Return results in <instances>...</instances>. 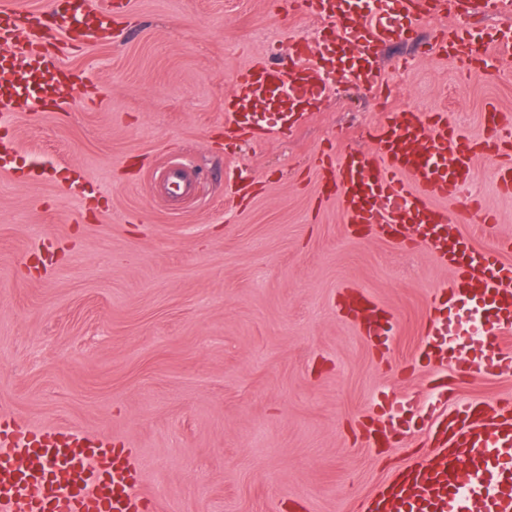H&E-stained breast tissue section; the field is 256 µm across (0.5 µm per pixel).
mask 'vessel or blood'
Here are the masks:
<instances>
[{
    "label": "vessel or blood",
    "instance_id": "b4317fda",
    "mask_svg": "<svg viewBox=\"0 0 512 512\" xmlns=\"http://www.w3.org/2000/svg\"><path fill=\"white\" fill-rule=\"evenodd\" d=\"M303 10L334 31V41L356 45L354 67L346 76L355 83L376 86L382 81L375 66L379 47L403 38L404 29L362 16L349 20L344 0H299ZM383 12L420 24L451 12L458 19L452 37L430 47L453 53L470 68L485 65L495 45L512 41V33L493 30L475 35L470 16L502 8V0H378ZM53 28L41 14L0 12V43L16 47L17 56L32 71L57 72L45 51ZM326 49L304 45L292 62L265 64L240 71L224 99L227 132L253 130L255 105L281 98L277 111L304 117L319 101L318 76ZM508 146L498 163L496 180L512 190V117L488 108L483 138L462 134L446 113L402 111L380 122L373 148H346L322 158L329 189L342 202L346 223L364 224L394 240L402 227L412 226V244L455 270L452 285L437 290L426 325V343L433 355L430 367L443 372L463 369L499 375L512 369V263L495 252L468 247L458 234L457 219L436 208L439 199L464 197L473 223L492 224L496 217L475 196H465L467 178L480 151ZM194 171L168 164L160 174L165 183L192 185ZM353 316L363 318L368 336L393 335L391 317H379L370 303L357 304ZM447 450L410 467L388 482L371 499L365 512H512V408L497 417L470 418L466 405L449 410L443 423ZM139 473L127 449L113 447L106 437L87 436L72 429L23 425L0 410V512H142L135 488Z\"/></svg>",
    "mask_w": 512,
    "mask_h": 512
}]
</instances>
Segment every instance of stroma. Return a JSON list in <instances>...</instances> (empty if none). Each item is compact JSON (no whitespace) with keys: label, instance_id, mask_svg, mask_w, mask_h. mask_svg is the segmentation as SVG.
I'll list each match as a JSON object with an SVG mask.
<instances>
[{"label":"stroma","instance_id":"obj_1","mask_svg":"<svg viewBox=\"0 0 512 512\" xmlns=\"http://www.w3.org/2000/svg\"><path fill=\"white\" fill-rule=\"evenodd\" d=\"M120 40L60 34L72 75L0 117V409L36 427L111 437L140 466L146 512H358L363 496L436 448L443 388L398 365L423 348L434 289L455 275L427 251L345 223L315 160L347 134L373 145L379 122L444 112L471 137L482 114H512V50L486 68L428 54L448 13L383 50L380 85L325 69L318 109L287 136L224 130L236 74L322 25L288 0H128ZM189 159L187 202L161 201L153 174ZM260 190L226 204L239 171ZM478 157L468 182L494 224L460 230L478 248L512 240V194ZM359 290L398 322L387 343L344 307ZM460 399L492 413L512 373L458 375ZM403 407L394 423L379 394Z\"/></svg>","mask_w":512,"mask_h":512}]
</instances>
